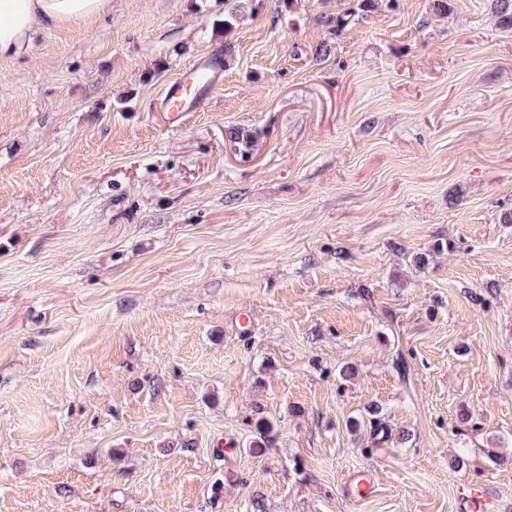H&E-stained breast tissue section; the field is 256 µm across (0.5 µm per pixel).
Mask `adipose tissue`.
Wrapping results in <instances>:
<instances>
[{
    "mask_svg": "<svg viewBox=\"0 0 512 512\" xmlns=\"http://www.w3.org/2000/svg\"><path fill=\"white\" fill-rule=\"evenodd\" d=\"M110 0H0V59L25 54L37 32L92 19Z\"/></svg>",
    "mask_w": 512,
    "mask_h": 512,
    "instance_id": "adipose-tissue-1",
    "label": "adipose tissue"
}]
</instances>
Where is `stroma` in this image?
<instances>
[{
  "label": "stroma",
  "instance_id": "obj_1",
  "mask_svg": "<svg viewBox=\"0 0 512 512\" xmlns=\"http://www.w3.org/2000/svg\"><path fill=\"white\" fill-rule=\"evenodd\" d=\"M433 2L112 0L0 61V512H512V28ZM221 70V65L215 70H204L197 65L183 72L162 93L158 106L162 120L173 125L179 122L187 112H196L203 94L214 87ZM190 87H193V93L188 91ZM201 92L203 94H200ZM465 510L471 512H490L492 503L483 486L471 484L466 488L464 495Z\"/></svg>",
  "mask_w": 512,
  "mask_h": 512
}]
</instances>
